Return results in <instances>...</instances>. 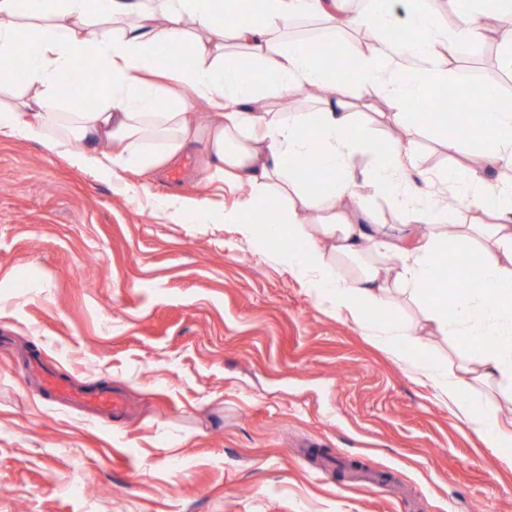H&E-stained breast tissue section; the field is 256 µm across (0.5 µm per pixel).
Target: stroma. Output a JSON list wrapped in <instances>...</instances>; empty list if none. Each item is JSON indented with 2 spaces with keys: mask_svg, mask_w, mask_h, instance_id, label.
Masks as SVG:
<instances>
[{
  "mask_svg": "<svg viewBox=\"0 0 512 512\" xmlns=\"http://www.w3.org/2000/svg\"><path fill=\"white\" fill-rule=\"evenodd\" d=\"M500 49L448 55L468 84L447 95L512 84ZM379 137L414 141L429 174L480 161L435 123ZM201 156L123 172L132 198L39 139L0 138V512H512V457L309 279L233 225L157 209L174 191L237 203L200 181ZM479 353L432 335L420 355L471 372ZM32 356L126 413L55 399Z\"/></svg>",
  "mask_w": 512,
  "mask_h": 512,
  "instance_id": "35a3bbf8",
  "label": "stroma"
}]
</instances>
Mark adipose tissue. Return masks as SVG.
Instances as JSON below:
<instances>
[{
    "instance_id": "1",
    "label": "adipose tissue",
    "mask_w": 512,
    "mask_h": 512,
    "mask_svg": "<svg viewBox=\"0 0 512 512\" xmlns=\"http://www.w3.org/2000/svg\"><path fill=\"white\" fill-rule=\"evenodd\" d=\"M455 21L444 29L429 0H257L236 23L237 0H0V137H37L84 165L120 179L131 167L156 168L204 143L206 181L243 188L222 221L247 244L274 251L296 275L311 277L337 308L406 369L454 406L458 419L487 445L512 448V424L497 406L478 405L471 381L453 368L419 360L423 333L458 336L481 346L484 384L512 392V105L480 113L473 134L495 137L484 164L422 176L407 145L381 147L386 125L427 128L432 116L418 100L448 85L442 51L463 53L483 39L488 19L512 20V0H454ZM312 17L324 35L373 33L374 44L351 76L306 44L289 39ZM96 65L100 103L84 111L62 94V78L86 59ZM332 93L312 112H276L296 89ZM387 98L376 125L350 110L354 96ZM211 111L200 120L189 102ZM319 150L327 170L318 179L306 160ZM374 163L359 168L358 155ZM450 186L459 210L488 216L485 224H449L438 197ZM391 201L408 222L395 227L367 215L356 224L338 212L361 191ZM287 207L258 229L251 216L269 193ZM478 251L479 266L460 273L463 289L449 294L438 280L448 246ZM389 254L393 264L379 263ZM353 262L357 272L343 277ZM432 297L423 325L378 324L377 310L394 297Z\"/></svg>"
}]
</instances>
